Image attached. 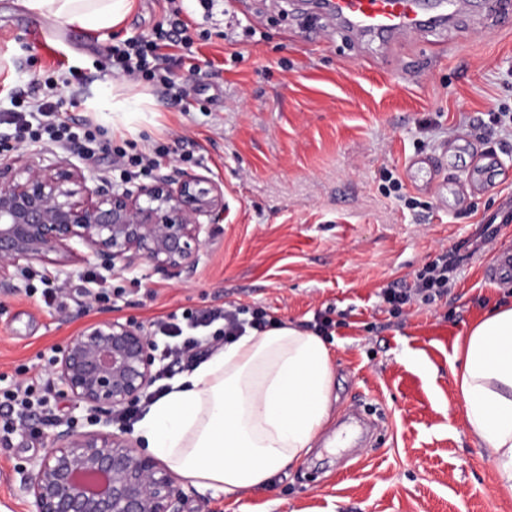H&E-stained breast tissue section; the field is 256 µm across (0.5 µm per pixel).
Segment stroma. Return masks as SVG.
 I'll return each mask as SVG.
<instances>
[{
    "instance_id": "stroma-1",
    "label": "stroma",
    "mask_w": 512,
    "mask_h": 512,
    "mask_svg": "<svg viewBox=\"0 0 512 512\" xmlns=\"http://www.w3.org/2000/svg\"><path fill=\"white\" fill-rule=\"evenodd\" d=\"M162 0H135L109 40L54 24L0 0V109L34 91L27 65L50 72L94 68L107 42L147 35ZM193 64L175 66L195 88L190 107L167 104L146 82L102 73L85 85L72 118L104 126L113 143L178 140L193 154L164 164L224 185V219L185 269L110 274L95 263H34L57 278L70 304L56 313L24 288L0 289V386L36 380L43 407L14 434L0 432V512H26L21 471L41 456L58 421L89 426L51 374L56 351L94 319L151 329L161 317L230 303L265 307L309 329L334 320L324 342L334 394L329 420L304 458L265 485L227 495L182 481L184 512H512L497 493L489 450L469 430L458 344L512 282L484 269L512 249V25L465 18L389 46L354 38L301 0H188ZM123 114L105 110L113 94ZM428 158L452 190L447 202L413 181ZM462 260L447 298L393 313L388 283H411L443 249ZM111 299L92 302L90 281Z\"/></svg>"
}]
</instances>
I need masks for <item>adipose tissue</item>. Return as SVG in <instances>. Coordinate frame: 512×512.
<instances>
[{"instance_id": "ef3b65f1", "label": "adipose tissue", "mask_w": 512, "mask_h": 512, "mask_svg": "<svg viewBox=\"0 0 512 512\" xmlns=\"http://www.w3.org/2000/svg\"><path fill=\"white\" fill-rule=\"evenodd\" d=\"M47 20L109 34L134 0H17ZM466 422L512 494V306L477 319L460 347ZM330 353L293 324L247 330L181 376L137 427L145 448L203 490L235 494L300 461L329 418Z\"/></svg>"}]
</instances>
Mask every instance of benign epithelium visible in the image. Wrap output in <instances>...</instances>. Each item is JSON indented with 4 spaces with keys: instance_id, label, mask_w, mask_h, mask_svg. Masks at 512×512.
<instances>
[{
    "instance_id": "1",
    "label": "benign epithelium",
    "mask_w": 512,
    "mask_h": 512,
    "mask_svg": "<svg viewBox=\"0 0 512 512\" xmlns=\"http://www.w3.org/2000/svg\"><path fill=\"white\" fill-rule=\"evenodd\" d=\"M224 218V186L178 170L149 183L89 177L37 145L0 161V287L35 262L97 260L108 273L168 272L194 261ZM154 340L138 323L96 319L58 349L53 374L96 428L69 422L21 478L28 512H180L171 471L141 452L112 413L133 405L155 377Z\"/></svg>"
}]
</instances>
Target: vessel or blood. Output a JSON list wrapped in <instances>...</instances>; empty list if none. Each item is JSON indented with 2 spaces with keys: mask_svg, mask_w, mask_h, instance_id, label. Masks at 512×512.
I'll return each mask as SVG.
<instances>
[{
  "mask_svg": "<svg viewBox=\"0 0 512 512\" xmlns=\"http://www.w3.org/2000/svg\"><path fill=\"white\" fill-rule=\"evenodd\" d=\"M329 13L349 30L386 45L399 36L442 24L459 0H438L432 8L419 0H325Z\"/></svg>",
  "mask_w": 512,
  "mask_h": 512,
  "instance_id": "1",
  "label": "vessel or blood"
}]
</instances>
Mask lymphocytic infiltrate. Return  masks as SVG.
Here are the masks:
<instances>
[{"mask_svg": "<svg viewBox=\"0 0 512 512\" xmlns=\"http://www.w3.org/2000/svg\"><path fill=\"white\" fill-rule=\"evenodd\" d=\"M182 9L177 0H167L164 24L156 25L148 35L132 36L118 45L106 48L99 67L114 75L143 80L159 87L168 102L179 105L191 96L193 88L178 80L171 69L173 48L191 51L194 38L187 22L182 20ZM11 107L0 132V152L27 146L35 142H49L77 149L86 158L108 152L112 155L113 171L119 178L129 180L146 177L171 157L170 143L158 142L145 150H129L113 145L104 128L80 123L65 114L66 103L50 96L36 97L18 90L10 98ZM459 262L449 251L442 253L419 271L411 285L393 282L383 288L381 296L392 307H400L418 299L426 303L448 293V273ZM265 308L231 306L200 312L169 315L154 325L155 334L168 337L161 357L174 362L195 356L207 336L232 340L242 336L246 329L258 331L270 326Z\"/></svg>", "mask_w": 512, "mask_h": 512, "instance_id": "lymphocytic-infiltrate-1", "label": "lymphocytic infiltrate"}]
</instances>
